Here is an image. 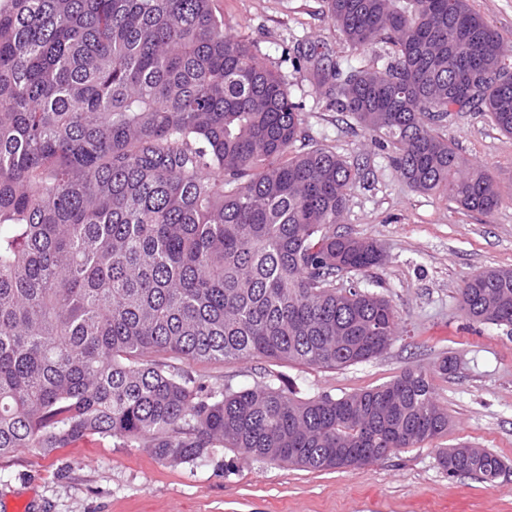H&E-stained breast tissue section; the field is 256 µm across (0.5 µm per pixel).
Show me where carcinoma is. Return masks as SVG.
<instances>
[{
  "instance_id": "obj_1",
  "label": "carcinoma",
  "mask_w": 512,
  "mask_h": 512,
  "mask_svg": "<svg viewBox=\"0 0 512 512\" xmlns=\"http://www.w3.org/2000/svg\"><path fill=\"white\" fill-rule=\"evenodd\" d=\"M382 66L296 56L415 190L492 213L500 188L438 132L484 112L512 135V66L469 0H324ZM305 104L224 31L213 0H0V456L89 435L159 460L212 448L307 470L349 468L448 432L431 377L307 400L148 363L254 356L336 369L397 335L389 300L336 278L381 264L336 227L364 177L327 148L290 152ZM461 306L512 326V268L472 275ZM451 476L503 461L461 443Z\"/></svg>"
}]
</instances>
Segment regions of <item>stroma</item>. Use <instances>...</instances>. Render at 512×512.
I'll return each instance as SVG.
<instances>
[{"label": "stroma", "instance_id": "stroma-1", "mask_svg": "<svg viewBox=\"0 0 512 512\" xmlns=\"http://www.w3.org/2000/svg\"><path fill=\"white\" fill-rule=\"evenodd\" d=\"M470 4L512 59V0ZM214 8L225 31L278 63L292 97L304 101L306 146L332 148L363 168L339 224L382 249V264L354 281L390 300L399 328L381 355L338 369L264 357L187 364L159 353L156 361L187 365L208 384L236 390L270 384L302 399L371 389L420 368L431 374L451 426L383 460L320 472L225 448L170 464L137 444L97 435L49 454L17 448L0 457V512H512V328L470 321L459 294L477 272L512 268V137L479 112L442 129L462 158L486 166L499 182L503 198L492 214L420 193L351 117L327 108L320 91L284 61V50L314 47L345 67L367 64L344 42L322 0H214ZM447 356L456 357L457 368L443 375L439 365ZM464 441L507 464L495 486L440 468L439 450ZM227 460L233 471H225Z\"/></svg>", "mask_w": 512, "mask_h": 512}]
</instances>
